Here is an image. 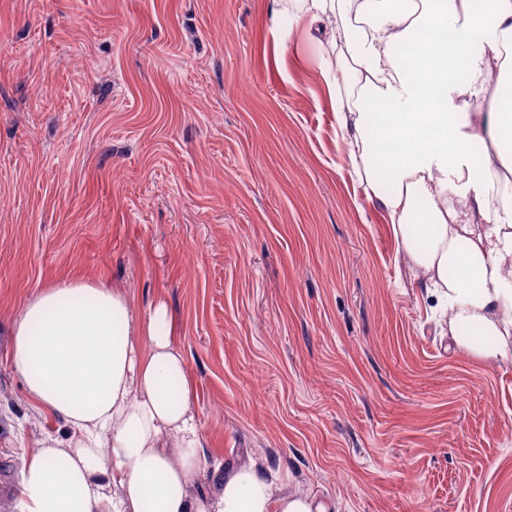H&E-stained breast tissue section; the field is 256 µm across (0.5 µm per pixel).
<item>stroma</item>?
Wrapping results in <instances>:
<instances>
[{"label":"stroma","mask_w":512,"mask_h":512,"mask_svg":"<svg viewBox=\"0 0 512 512\" xmlns=\"http://www.w3.org/2000/svg\"><path fill=\"white\" fill-rule=\"evenodd\" d=\"M271 0H0V472L66 422L8 355L71 275L167 305L199 491L265 464L336 512H512V358L443 332Z\"/></svg>","instance_id":"obj_1"}]
</instances>
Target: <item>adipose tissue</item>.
Returning a JSON list of instances; mask_svg holds the SVG:
<instances>
[{"label": "adipose tissue", "mask_w": 512, "mask_h": 512, "mask_svg": "<svg viewBox=\"0 0 512 512\" xmlns=\"http://www.w3.org/2000/svg\"><path fill=\"white\" fill-rule=\"evenodd\" d=\"M331 105L398 252L474 356L512 357V0H299ZM165 303L73 276L28 298L9 359L71 428L22 460L17 512H329L255 463L197 493L194 382Z\"/></svg>", "instance_id": "obj_1"}]
</instances>
